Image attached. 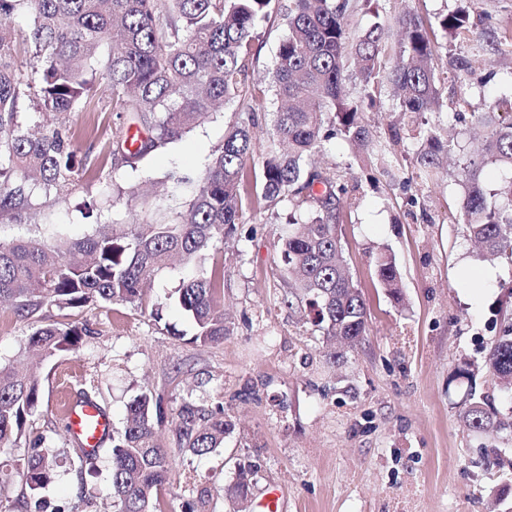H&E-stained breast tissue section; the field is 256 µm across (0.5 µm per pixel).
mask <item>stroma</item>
I'll return each mask as SVG.
<instances>
[{
    "mask_svg": "<svg viewBox=\"0 0 512 512\" xmlns=\"http://www.w3.org/2000/svg\"><path fill=\"white\" fill-rule=\"evenodd\" d=\"M287 28L278 14L256 28V57L248 82L269 87L277 49ZM472 66L455 94L445 98L433 124L454 148L439 179L419 175L412 158L422 140L416 130L396 128L393 98L382 92L365 116L374 139L399 129L397 163L384 173L376 159L336 138L316 156L320 168L348 187L349 214L340 226L344 257L367 311L368 330L353 349L327 343L302 305H287L288 275L278 257V236L288 228V206L247 202L241 224L218 249L224 282L219 296L230 332L223 341L192 344L165 326L186 328L169 297L180 267L155 279L150 303L163 319L128 305L85 309L90 334L76 351L40 368L42 399L31 418L35 431L61 451L59 476L43 495L47 512H107L111 442L96 455L75 451L61 411L63 393L86 390L122 431L126 406L152 392L163 400L159 443L169 453L171 484L161 512H237L228 494L238 465L258 472L247 512H267L265 496L277 491L276 512H512V432L479 435L464 425L469 388L492 389L482 371L475 385L455 379L464 357L476 356L495 336L494 311L512 297V265L485 262L459 218L464 164L479 131L473 117L480 97L501 99L512 112L507 67L490 62L474 43L461 45ZM91 112H70L56 121L81 152L98 154L126 120L114 111L107 84ZM231 102L130 168L114 165L112 179L86 173L66 202L55 191L36 190L33 209L20 221L0 219V242L90 233L96 214L117 224L156 222L187 208L193 181L237 121ZM396 257L403 298L379 287L375 260L383 250ZM492 268L496 276L479 279ZM30 332L8 305L0 304V365L21 355ZM223 405L234 423L222 448L196 456L175 444L170 416L184 398Z\"/></svg>",
    "mask_w": 512,
    "mask_h": 512,
    "instance_id": "stroma-1",
    "label": "stroma"
}]
</instances>
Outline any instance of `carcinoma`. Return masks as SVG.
Returning a JSON list of instances; mask_svg holds the SVG:
<instances>
[{"instance_id": "1", "label": "carcinoma", "mask_w": 512, "mask_h": 512, "mask_svg": "<svg viewBox=\"0 0 512 512\" xmlns=\"http://www.w3.org/2000/svg\"><path fill=\"white\" fill-rule=\"evenodd\" d=\"M384 0H0V21L16 13L31 16L26 34L27 61L18 58L14 39L0 27V217L18 220L30 208L32 189H55L66 200L80 176L105 172L110 159L132 164L182 138L203 122L211 106L236 101L242 112L255 111L263 94L246 86L255 56L254 27L272 4L288 20L280 41L271 90L280 106L273 113V135L284 151L270 152L260 173L248 178L247 163L256 137L246 121L224 130V143L195 184L187 209L163 222L96 225L82 237L52 241L19 239L0 243V300L31 326L28 346L45 360L76 349L83 330L74 317L91 306L143 308L147 282L180 258L183 277L172 298L191 326V340L218 342L230 332L218 298L224 279L212 259L217 244L241 223L243 197L260 190L269 205L315 204L296 232L281 238V259L294 275L291 297L305 303L330 338L359 344L366 334V308L350 277L338 233L346 213L347 187L336 174L314 167L310 156L341 136L359 150L390 165L400 144L398 132L384 143L364 123L381 94L392 87L396 109L419 129L422 144L414 167L438 172L448 142L430 123L447 89L448 77L434 66L436 32L453 43L475 40L496 56L512 47V26L484 27L465 4L425 22L415 13L396 18L392 32L380 21ZM370 14L375 22L350 32L349 19ZM97 60L109 82L112 103L131 116L144 135L127 138L120 127L111 146L97 159L78 156L69 137L41 125L24 128L19 106L35 98L42 112L89 111L94 98ZM31 68L33 77L24 74ZM353 68L363 97L345 91ZM483 98L474 116L485 128L486 143L467 160L460 217L480 256L512 264V177L488 188L480 178L486 160L512 169V116ZM375 276L394 300L401 299L395 258H377ZM49 308L57 319L45 322ZM486 367L498 391L512 399V317L482 360L467 358L458 376L472 380ZM41 403V380L24 359L0 366V448H24L19 475L39 504L40 494L59 475V454L42 434L27 433L29 418ZM160 399L143 393L127 406L123 432L112 438L109 496L115 512H156L172 471L168 452L156 439ZM462 417L475 433L512 430V406L493 405L489 394L467 393ZM176 444L199 456L224 444L231 422L224 408L186 400L172 419ZM258 466H238L233 493H248Z\"/></svg>"}]
</instances>
